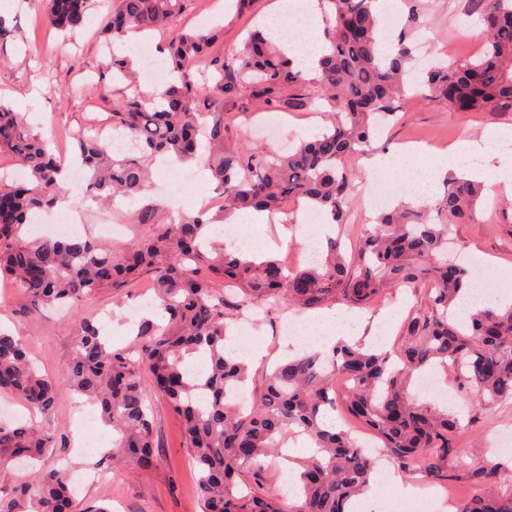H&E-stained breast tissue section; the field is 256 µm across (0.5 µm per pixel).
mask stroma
<instances>
[{
    "mask_svg": "<svg viewBox=\"0 0 512 512\" xmlns=\"http://www.w3.org/2000/svg\"><path fill=\"white\" fill-rule=\"evenodd\" d=\"M418 1L424 5L430 23L412 31V45L426 44L435 57L448 62L481 53L482 33L467 16L468 0H396L393 15L405 19ZM275 2L252 0L250 7L241 11L228 2L223 5L219 0H196L177 24L191 30L223 26L221 51L229 57L240 50L249 28L276 21ZM106 12L103 6L90 12L83 28L68 38L46 29L37 0H0V16L18 27L21 34L8 60L0 63V99L24 113L34 132L46 138L57 137L59 148L70 147L71 135L89 133L97 121H109L113 99L125 92L106 74V57L98 36ZM279 118L282 126L276 138L269 141L276 150L283 149L285 143L307 139L322 126L315 107L306 112H283ZM491 126H512V111L456 112L440 101L415 102L399 111L391 125L373 140L368 156L352 157L348 165L359 172L376 167L381 159H395V166L379 170L369 186L370 191L391 195L399 181L428 168L437 149L464 139H479ZM154 170L144 197L170 209L196 212L200 197L215 187L209 171L197 164L158 163ZM65 193L70 206L82 207L86 213L81 232L94 233L99 225L115 224L119 230L113 234L112 243L123 244L136 236L137 227L130 222L131 205L110 212L85 197L81 187L73 183L68 184ZM508 199H512V190L491 188L477 205V223L456 224L449 230L456 251L480 260L489 287L496 290L512 288V211L504 205ZM149 294V289L132 288L119 299L105 291L83 297L60 314L52 307L33 310L20 289L7 285L0 288V328L23 341L41 374L58 379L66 372L80 320L99 321L111 316L112 342L123 344L127 337L123 318L131 308L145 307ZM422 299V292L412 288L392 290L370 307L357 309L356 314L371 331L372 342L394 352L403 341L405 320ZM309 316L307 310L286 305L273 312L270 322L248 331L232 324L230 333L240 336L243 346L265 353L263 360L252 367L254 386H261L265 372L285 356L302 352V344L287 338L282 328L291 322L304 324ZM446 398L462 420L463 429L455 438L460 458L469 459L473 451L480 450L506 462L512 460V454L505 452L498 441L500 432L512 430V403L480 402L454 388L448 390ZM147 401L153 408L158 465L147 472L113 467L108 479L88 483L77 498L111 510L116 507L120 512H201L198 474L183 444L181 422L155 393H148ZM16 419L70 439L78 429L70 398H61L54 411L45 416L13 394L0 392V420Z\"/></svg>",
    "mask_w": 512,
    "mask_h": 512,
    "instance_id": "obj_1",
    "label": "stroma"
}]
</instances>
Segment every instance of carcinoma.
Returning a JSON list of instances; mask_svg holds the SVG:
<instances>
[{
    "label": "carcinoma",
    "instance_id": "1",
    "mask_svg": "<svg viewBox=\"0 0 512 512\" xmlns=\"http://www.w3.org/2000/svg\"><path fill=\"white\" fill-rule=\"evenodd\" d=\"M50 28L73 31L98 0H39ZM192 0H113L101 29L103 46L128 33L168 34L160 52L177 78L144 103L136 71L126 56H110L113 82L133 89L112 109V131L133 147L114 152L104 137L76 136L77 156L55 154L32 132L21 113L0 101V153L26 169L24 181H0V273L33 305L72 304L110 290L118 297L145 274L154 284L156 318H145L125 346L108 343L92 320L79 323L66 374H40L22 342L0 330V391H8L41 414L63 395L96 404L112 427L109 459L121 458L149 471L158 463L153 424L141 378L179 416L185 447L198 468L201 512H349L369 487L375 462L352 437V428L324 422L326 411H344L369 429L404 473L446 480L459 477L480 492L457 512H512V466L481 458L463 464L450 437L459 427L453 409L420 402L410 393L414 373L440 366L460 388L480 399L512 401V305L491 303L460 321L457 301L473 288L471 273L448 250L452 224L474 220L484 184L453 173L434 203L398 204L341 253L343 232L327 238L320 260L290 268L278 258L257 262L209 240L203 229L244 209L275 214L303 200L347 223L346 206L356 195L357 174L346 159L359 154L382 123L416 101L443 100L459 112L512 110V0H468L486 40L475 58L423 68L408 75L419 57L403 38L384 55L378 48L377 0H322L327 52L308 79L296 57L286 55L262 29L249 33L230 60L214 54L220 28L208 32L172 29ZM331 108L329 124L313 140L286 153L258 146L230 147L224 103L309 109L317 100ZM205 145V163L224 196L222 212L183 215L172 221L146 203L133 223L147 227L125 247L110 249L77 236H28L29 215L49 211L63 195L58 176L77 164L86 172L87 196L108 204L135 199L147 187L156 158L187 164ZM426 285L423 306L404 323L399 364L387 352L359 343L334 345L326 356L303 353L265 377L249 406L229 398L249 378L248 366L227 352V320L282 303L319 308L336 299L368 306L393 285ZM305 436L315 444L297 461L300 485L292 499L264 490L266 461L287 440ZM63 446L34 425L0 422V467L33 469ZM509 488L501 489L504 477ZM0 512H110L81 507L66 470L42 471L0 495Z\"/></svg>",
    "mask_w": 512,
    "mask_h": 512
}]
</instances>
